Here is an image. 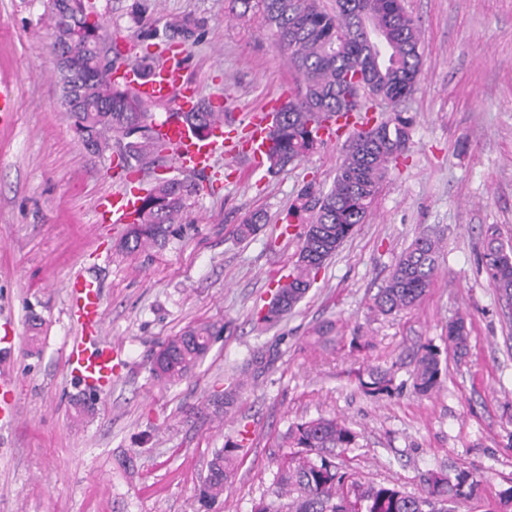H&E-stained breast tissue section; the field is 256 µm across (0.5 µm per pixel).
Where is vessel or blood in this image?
Masks as SVG:
<instances>
[{
	"label": "vessel or blood",
	"mask_w": 512,
	"mask_h": 512,
	"mask_svg": "<svg viewBox=\"0 0 512 512\" xmlns=\"http://www.w3.org/2000/svg\"><path fill=\"white\" fill-rule=\"evenodd\" d=\"M119 79L145 100L173 105L174 114L155 124L154 132L157 140L173 150L179 171L192 173L209 167L225 135L224 127L218 123L211 132L200 135L183 121L181 114L188 110L189 103L185 97V75L179 62L166 60L155 64L145 74L132 65L120 74ZM272 117L269 111L251 115L247 124V154L250 158H261L270 151ZM137 206L133 192L117 189L103 198L98 213L102 222L122 224L132 220ZM65 292L70 314L81 324V335L68 345L64 368L82 391L102 393L112 382V345L102 334L105 308L101 287L95 278L77 274L67 281ZM15 418L13 382L1 378L0 422L8 424Z\"/></svg>",
	"instance_id": "vessel-or-blood-1"
}]
</instances>
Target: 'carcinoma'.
Wrapping results in <instances>:
<instances>
[{
	"mask_svg": "<svg viewBox=\"0 0 512 512\" xmlns=\"http://www.w3.org/2000/svg\"><path fill=\"white\" fill-rule=\"evenodd\" d=\"M241 14L253 12L288 55L289 67L297 74L300 90L278 112L272 130L273 146L267 156L268 170L281 171L300 162L320 141L319 125L332 119H354L360 125L350 138L333 186L324 192L312 183L300 190L295 204L284 217V232L303 225L301 246L293 270L277 284L267 311L257 313V322L271 324L292 311L306 296L322 266L336 254L354 229L365 222L394 149H409L411 120L396 112L378 120L369 115L373 106L353 104L361 87L344 81L358 72L369 74V95L397 106L410 96L419 81L423 51L419 28L406 12L402 0H335L327 9L320 0H233ZM55 53L71 55L57 63L61 100L72 124L82 130L95 155L112 148V136L123 142L119 166L131 171L153 163L164 148L154 141L147 101L112 75L115 61L101 33L102 24L89 11L85 0H48ZM196 132L207 131L224 119L210 104L199 101L183 113ZM200 191L199 184L183 178L161 179L149 193L139 197V206L121 248L135 253L148 245H162L173 224L181 218L188 201ZM255 212L237 225V234L248 238L263 223ZM439 239L429 233L418 236L400 255L385 284L373 297L370 310L393 315L414 308L430 288L437 268ZM489 284L500 299L512 305V249L505 248L497 230L488 229L481 253ZM214 327L198 325L164 342L153 356L151 373L159 381L173 384L190 374L210 350ZM470 328L464 317L448 322L447 349L457 360L468 355ZM272 350H255L243 375L257 378L276 362ZM361 381L370 394L389 391L388 372L371 368ZM441 351L427 345L417 354L413 373L416 392L427 395L439 387ZM243 385L237 381L210 396L205 409L215 417L225 415L238 400ZM289 451L279 458L272 479V494L288 501L287 512H452L448 504L473 498L482 491L481 480L468 470L455 479L432 473L420 494H409L398 485H363L353 473L342 472L326 457L339 448L360 447V434L336 419L318 418L288 428ZM242 445L235 441L213 455L203 481L201 495L215 503L234 475Z\"/></svg>",
	"mask_w": 512,
	"mask_h": 512,
	"instance_id": "1",
	"label": "carcinoma"
}]
</instances>
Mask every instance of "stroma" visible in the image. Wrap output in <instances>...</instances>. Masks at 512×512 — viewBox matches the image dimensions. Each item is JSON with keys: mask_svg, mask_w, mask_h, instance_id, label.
Here are the masks:
<instances>
[{"mask_svg": "<svg viewBox=\"0 0 512 512\" xmlns=\"http://www.w3.org/2000/svg\"><path fill=\"white\" fill-rule=\"evenodd\" d=\"M125 59L180 57L202 99L224 120L246 117L291 94L296 75L257 16L232 0H88ZM423 48L422 73L400 109L409 150L384 182L364 224L319 271L296 308L273 324L256 312L297 259L298 237L282 219L306 183L329 190L342 145H324L278 173L243 155L217 154L165 246L121 250L122 224L97 221L103 193L146 189L174 177L164 161L126 173L79 145L54 81L47 0H0V82L18 108L0 126V318L18 341L0 356L14 381L16 421L0 425V512H252L271 499L274 457L290 424L319 417L348 423L359 447L331 455L363 482L420 493L432 472L468 469L480 497L456 512H495L512 487V307L480 264L488 227L512 245V0H404ZM254 236L235 229L253 212ZM423 232L440 240L438 267L419 304L392 316L369 307L399 256ZM94 276L103 334L117 349L110 391L87 398L63 357L76 328L65 282ZM471 320L470 352L449 361L443 383L412 387L413 356L447 346L448 322ZM41 339L29 346L31 318ZM220 333L191 374L153 379L159 344L188 327ZM330 323V342L308 341ZM277 350L274 366L243 386L236 409L198 414L238 374L253 349ZM390 370L392 391L367 394L368 368ZM247 430L249 441L221 501L198 488L214 451Z\"/></svg>", "mask_w": 512, "mask_h": 512, "instance_id": "stroma-1", "label": "stroma"}]
</instances>
